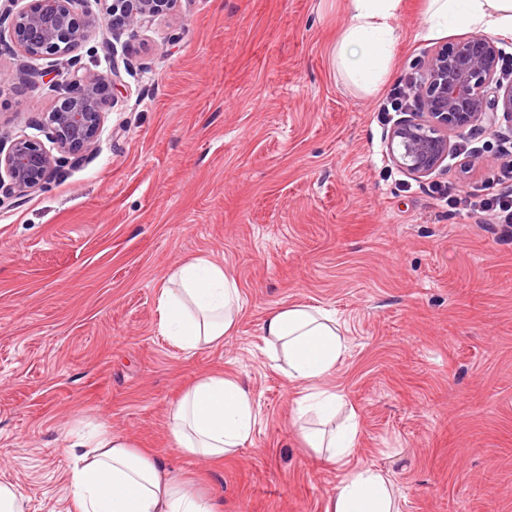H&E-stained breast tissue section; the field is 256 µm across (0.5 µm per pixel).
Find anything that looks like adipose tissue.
<instances>
[{
	"mask_svg": "<svg viewBox=\"0 0 512 512\" xmlns=\"http://www.w3.org/2000/svg\"><path fill=\"white\" fill-rule=\"evenodd\" d=\"M422 35L456 29L512 35V0H428ZM402 0H349V23L336 48V66L359 89L375 91L387 78L400 38L396 20ZM157 308L160 328L184 351L221 343L241 310L237 280L222 263L197 257L170 270ZM272 360L298 384L297 416L335 415L341 393L321 382L341 360L346 338L326 310L290 305L271 311L260 326ZM255 423L252 394L239 379L212 375L185 390L168 414L175 449L196 458L221 459L250 439ZM299 434L328 463L344 473L326 512H398L390 478L369 466L350 465L359 434L356 413L338 430L300 427ZM63 452L72 462L67 488L77 512H216L214 503L173 475L154 457L97 426L91 437L68 436Z\"/></svg>",
	"mask_w": 512,
	"mask_h": 512,
	"instance_id": "adipose-tissue-1",
	"label": "adipose tissue"
}]
</instances>
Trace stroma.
<instances>
[{
	"instance_id": "1",
	"label": "stroma",
	"mask_w": 512,
	"mask_h": 512,
	"mask_svg": "<svg viewBox=\"0 0 512 512\" xmlns=\"http://www.w3.org/2000/svg\"><path fill=\"white\" fill-rule=\"evenodd\" d=\"M425 5L403 0L373 94L336 66L348 0H177L124 36L123 93L93 156L0 209V483L26 512H75L60 449L98 424L223 512H325L340 472L299 439V389L259 331L297 304L343 327L323 385L358 415L351 463L387 474L400 512H512V240L428 191L493 187L512 124L453 137L424 178L392 161L399 115L382 104L447 41L421 37ZM54 103L0 55L1 130L37 136ZM198 256L223 262L242 309L223 342L187 352L161 335L157 299ZM220 372L251 390V438L184 457L168 410Z\"/></svg>"
}]
</instances>
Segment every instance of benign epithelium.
Segmentation results:
<instances>
[{
	"mask_svg": "<svg viewBox=\"0 0 512 512\" xmlns=\"http://www.w3.org/2000/svg\"><path fill=\"white\" fill-rule=\"evenodd\" d=\"M19 2L0 7V26L7 25L12 48L22 57L20 79L58 96L53 108L34 121L53 150L0 130V208L18 205L60 168L83 161L97 148L111 94L121 89L117 43L169 13L176 0H96L99 14L88 0H26L13 10ZM97 35L111 60L105 70L89 68L81 54ZM46 57L56 58L60 68L29 65ZM497 59L496 40L483 34L462 37L429 57L424 80L412 88L417 111L394 125L387 143L399 167L428 176L447 159L450 135L492 128L501 116L512 121V85L500 84Z\"/></svg>",
	"mask_w": 512,
	"mask_h": 512,
	"instance_id": "obj_1",
	"label": "benign epithelium"
}]
</instances>
